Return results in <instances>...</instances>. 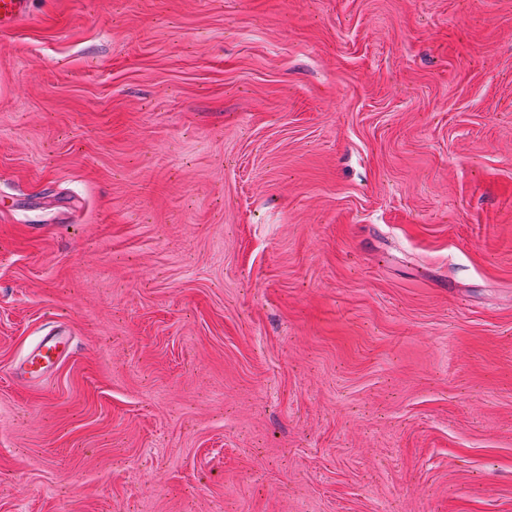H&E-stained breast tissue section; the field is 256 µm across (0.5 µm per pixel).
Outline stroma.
<instances>
[{
	"label": "stroma",
	"instance_id": "obj_1",
	"mask_svg": "<svg viewBox=\"0 0 512 512\" xmlns=\"http://www.w3.org/2000/svg\"><path fill=\"white\" fill-rule=\"evenodd\" d=\"M8 198L0 512H512V0H30ZM70 339L62 331L44 336L16 369L21 379L36 382L52 372L67 357Z\"/></svg>",
	"mask_w": 512,
	"mask_h": 512
}]
</instances>
